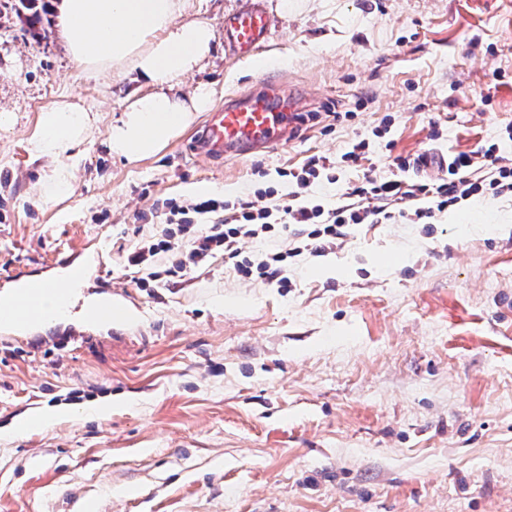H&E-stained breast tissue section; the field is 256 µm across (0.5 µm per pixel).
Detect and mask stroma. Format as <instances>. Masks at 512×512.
<instances>
[{"mask_svg":"<svg viewBox=\"0 0 512 512\" xmlns=\"http://www.w3.org/2000/svg\"><path fill=\"white\" fill-rule=\"evenodd\" d=\"M238 2L192 0L217 38L183 93L207 86L216 106L268 81L308 107L289 143L221 165L194 156L190 126L138 162L110 155L136 75L98 78L56 20L31 34L0 13V108L14 115L0 130V293L85 270L67 322L0 329V512H512V231L494 229L512 195L461 201L470 233L445 213L354 226L289 258L283 288L220 254L156 288L124 263L200 184L231 202L284 194L286 171L320 155L337 183L315 200L331 209L399 155L431 156L409 173L422 182L489 142L512 158V0H267L268 44L236 61L222 34ZM61 100L101 121L73 151V195L38 206L28 140ZM330 264L341 276L321 275ZM92 296L136 320H85ZM108 398L109 418L82 415ZM54 408L49 429L13 434Z\"/></svg>","mask_w":512,"mask_h":512,"instance_id":"obj_1","label":"stroma"}]
</instances>
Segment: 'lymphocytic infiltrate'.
<instances>
[{"instance_id":"lymphocytic-infiltrate-1","label":"lymphocytic infiltrate","mask_w":512,"mask_h":512,"mask_svg":"<svg viewBox=\"0 0 512 512\" xmlns=\"http://www.w3.org/2000/svg\"><path fill=\"white\" fill-rule=\"evenodd\" d=\"M428 155L415 158L396 157L394 166L400 170L397 178H378L364 175L349 187L347 203L327 210L322 205L303 201L302 193L324 180L327 169L325 157H310L301 172L293 174V191L276 210L262 206L265 196L274 195V188L257 190L254 199L238 200L229 204L218 197L201 199L186 206H172V215L178 216L176 232L143 237L126 257L128 267L137 272V287L147 288L160 280L154 265L159 255L178 253L179 258L170 275L183 272L187 266L199 265L221 253L231 259L242 276H258L269 283L284 284V262L299 255L301 250L320 254L336 246L350 226L380 224L394 217L405 218L414 224H428L437 213L455 206L469 197L493 191L494 194H512V163L503 156L498 144H490L470 152L456 154L448 163L446 177L433 184H419L405 176L406 171L427 166ZM432 199L429 207L418 206L420 198ZM217 215L215 224L206 230H196L193 215ZM289 230L293 226H309L303 248H285L272 238L274 226ZM262 240L265 250L260 261L244 257L240 243L243 238Z\"/></svg>"}]
</instances>
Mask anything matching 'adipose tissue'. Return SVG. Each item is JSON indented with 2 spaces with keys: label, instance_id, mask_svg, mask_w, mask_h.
<instances>
[{
  "label": "adipose tissue",
  "instance_id": "ef3b65f1",
  "mask_svg": "<svg viewBox=\"0 0 512 512\" xmlns=\"http://www.w3.org/2000/svg\"><path fill=\"white\" fill-rule=\"evenodd\" d=\"M189 0H61L58 27L71 56L95 73H136L148 93L136 96L113 124L106 144L112 154L134 162L156 155L208 104L209 90H177L212 51L215 30L202 17L186 18ZM98 115L69 101L45 108L29 141L43 161L42 203L68 198L75 174L69 153L92 133Z\"/></svg>",
  "mask_w": 512,
  "mask_h": 512
}]
</instances>
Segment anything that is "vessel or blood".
<instances>
[{
	"label": "vessel or blood",
	"mask_w": 512,
	"mask_h": 512,
	"mask_svg": "<svg viewBox=\"0 0 512 512\" xmlns=\"http://www.w3.org/2000/svg\"><path fill=\"white\" fill-rule=\"evenodd\" d=\"M272 25L264 0H242L224 19V42L236 55L248 56L266 42ZM298 112V101L290 91L258 83L249 94L225 100L208 113L193 134V150L214 162L274 150L291 137ZM41 292V286H31L13 308L0 311V328L43 321Z\"/></svg>",
	"instance_id": "1"
}]
</instances>
